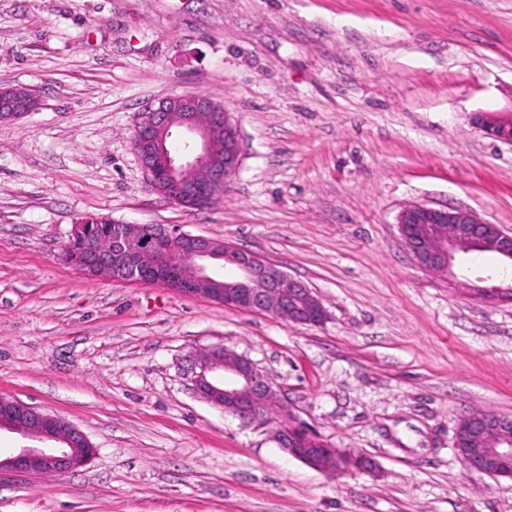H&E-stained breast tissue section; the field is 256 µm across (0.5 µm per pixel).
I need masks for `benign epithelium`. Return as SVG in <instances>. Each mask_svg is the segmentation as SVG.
Returning a JSON list of instances; mask_svg holds the SVG:
<instances>
[{"label":"benign epithelium","mask_w":512,"mask_h":512,"mask_svg":"<svg viewBox=\"0 0 512 512\" xmlns=\"http://www.w3.org/2000/svg\"><path fill=\"white\" fill-rule=\"evenodd\" d=\"M476 124L485 134L512 143V111L480 113ZM131 143L145 171L155 185L168 180L175 186L169 196L182 204L185 196H202L212 203L224 192L227 181L241 160L236 123L224 108L199 94H174L158 100L138 113ZM224 131V159L212 148V132ZM485 221L463 208L437 209L424 205L405 207L398 216L400 235L418 265L425 270L449 272L462 246L481 238ZM497 250L512 262V231L497 228ZM81 254L77 268L90 276L128 281L126 271L149 269L168 273L151 281L153 285L182 293L169 275L183 274L204 284L211 280L210 268L223 263L238 271L233 287L224 295L206 293L201 288L191 294L218 300L229 307L251 312H271L291 322L317 325L325 320L321 302L303 283L296 281L260 255L229 242L206 238L175 227L155 224H128L114 220L98 240L86 233L85 225H74L71 238L62 248V257L72 262L71 252ZM231 379L218 383V369ZM192 386L206 402L248 422L268 418L284 396L267 375L248 357L224 347L203 355L193 371ZM296 416L290 414L275 431L280 448L295 459L320 469L334 471L325 461L336 458V449L310 433L295 442ZM7 430L35 442L18 453L0 458V471L62 473L88 465L95 454L88 437L78 428L61 426V418L18 401L0 397V431ZM492 433L488 448H469L462 457L468 470L497 475L492 460L512 459V418L491 413L478 418L475 433Z\"/></svg>","instance_id":"obj_1"}]
</instances>
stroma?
<instances>
[{
  "mask_svg": "<svg viewBox=\"0 0 512 512\" xmlns=\"http://www.w3.org/2000/svg\"><path fill=\"white\" fill-rule=\"evenodd\" d=\"M40 105L0 123V396L83 431L91 463L0 473V512H512V478L467 470L461 417L512 416V282L492 255L450 274L404 246L409 205L512 230V0H0V86ZM201 93L237 123L223 196L151 190L139 112ZM176 225L279 265L317 326L61 257L75 224ZM253 360L284 404L373 472L292 458L273 425L199 398L192 361ZM476 124L485 134L504 143H512V110L510 112L479 113Z\"/></svg>",
  "mask_w": 512,
  "mask_h": 512,
  "instance_id": "obj_1",
  "label": "stroma"
}]
</instances>
